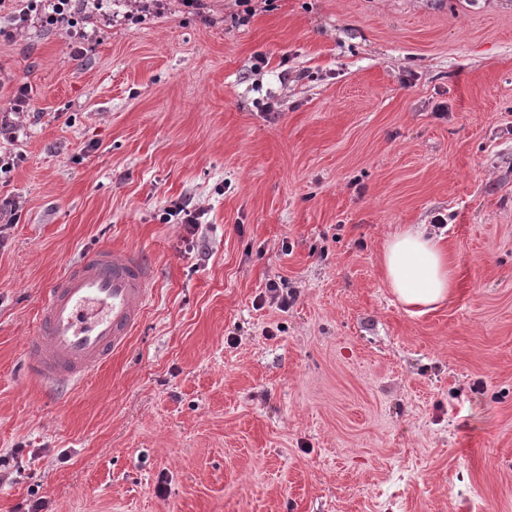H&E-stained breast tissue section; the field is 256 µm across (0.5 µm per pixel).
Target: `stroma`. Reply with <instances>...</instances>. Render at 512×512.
<instances>
[{
  "label": "stroma",
  "instance_id": "1",
  "mask_svg": "<svg viewBox=\"0 0 512 512\" xmlns=\"http://www.w3.org/2000/svg\"><path fill=\"white\" fill-rule=\"evenodd\" d=\"M203 3L0 34V512H512V0ZM408 224L456 268L423 314L382 270ZM103 248L152 296L46 390L41 301Z\"/></svg>",
  "mask_w": 512,
  "mask_h": 512
}]
</instances>
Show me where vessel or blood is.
Returning a JSON list of instances; mask_svg holds the SVG:
<instances>
[{"mask_svg": "<svg viewBox=\"0 0 512 512\" xmlns=\"http://www.w3.org/2000/svg\"><path fill=\"white\" fill-rule=\"evenodd\" d=\"M152 277L138 255L104 249L55 281L28 348L36 379L79 382L101 367L139 320Z\"/></svg>", "mask_w": 512, "mask_h": 512, "instance_id": "b4317fda", "label": "vessel or blood"}]
</instances>
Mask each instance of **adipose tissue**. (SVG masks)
Listing matches in <instances>:
<instances>
[{
  "label": "adipose tissue",
  "mask_w": 512,
  "mask_h": 512,
  "mask_svg": "<svg viewBox=\"0 0 512 512\" xmlns=\"http://www.w3.org/2000/svg\"><path fill=\"white\" fill-rule=\"evenodd\" d=\"M382 266L393 293L415 309L444 302L455 286L445 247L423 224L407 225L388 238Z\"/></svg>",
  "instance_id": "1"
}]
</instances>
